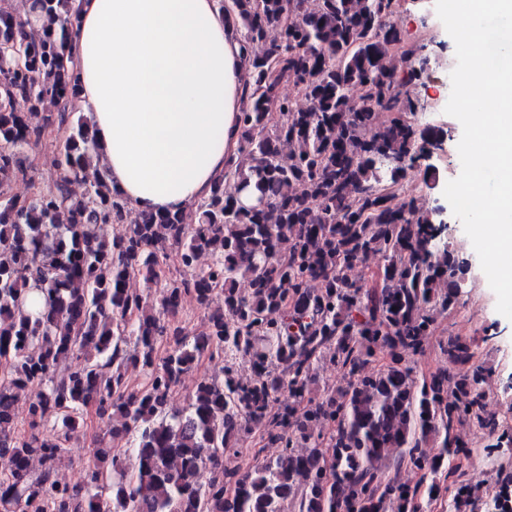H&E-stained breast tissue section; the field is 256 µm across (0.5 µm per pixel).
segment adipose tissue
Segmentation results:
<instances>
[{
	"mask_svg": "<svg viewBox=\"0 0 512 512\" xmlns=\"http://www.w3.org/2000/svg\"><path fill=\"white\" fill-rule=\"evenodd\" d=\"M77 106L138 212L190 211L237 153L248 55L221 0H75Z\"/></svg>",
	"mask_w": 512,
	"mask_h": 512,
	"instance_id": "1",
	"label": "adipose tissue"
}]
</instances>
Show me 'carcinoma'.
<instances>
[{
    "label": "carcinoma",
    "instance_id": "1",
    "mask_svg": "<svg viewBox=\"0 0 512 512\" xmlns=\"http://www.w3.org/2000/svg\"><path fill=\"white\" fill-rule=\"evenodd\" d=\"M396 5L232 0L250 50L240 147L192 224L180 212L135 213L104 174H87L96 143L93 118L76 107L73 0H32L30 38L0 8V44L19 52L0 54V94L13 102L0 112V187L34 180L24 151L63 132L55 190L0 195V452L11 462L0 512H424L472 454L462 427L498 430L469 341L439 343L456 373L415 367L457 302L464 259L429 209L392 205L432 143L398 116L414 107L397 80ZM286 83L303 89L306 107L282 94ZM231 180L257 203L228 194ZM105 226L119 231L106 237ZM170 247L177 275L165 270ZM375 255L384 264L370 280L347 276ZM136 274L160 289V305L126 288ZM187 295L208 323L193 338L173 322ZM204 352L223 357L221 375L199 380L173 409L171 388ZM241 353L252 360L248 378ZM324 362L340 378L321 390ZM34 382L45 390L29 401L21 434L15 404ZM92 412L129 447L97 448L75 486L56 462ZM255 437L253 465L226 470L224 457ZM409 471L418 483L401 479ZM484 498L461 484L448 512H473Z\"/></svg>",
    "mask_w": 512,
    "mask_h": 512
}]
</instances>
